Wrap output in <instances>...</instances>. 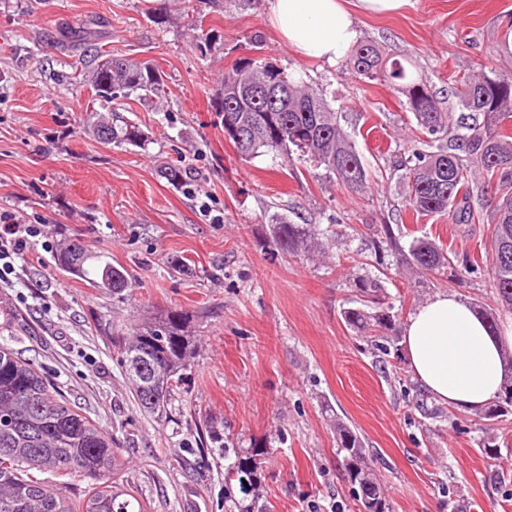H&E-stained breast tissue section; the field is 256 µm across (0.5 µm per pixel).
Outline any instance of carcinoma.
<instances>
[{
  "mask_svg": "<svg viewBox=\"0 0 512 512\" xmlns=\"http://www.w3.org/2000/svg\"><path fill=\"white\" fill-rule=\"evenodd\" d=\"M345 66L359 77L379 76L400 83L407 106L422 134L418 147L399 164L407 185L411 208L425 216L453 211L457 221L470 224L478 215L473 205L478 183H495L497 201L494 224L492 280L497 302L512 309V214H502L500 204L512 200V70H486L478 63L456 80L458 105L478 114L475 122L461 126L450 112H442L422 80L411 76L400 61L386 63L372 42L355 45ZM253 76L288 87V102L273 111L267 104L243 94L242 81ZM88 83L92 101L112 104L110 116L89 125V134L104 144L142 147L148 134L140 124L120 116L124 101L134 96L148 102L165 96L163 73L153 63L127 58L90 56L87 70L79 73ZM224 136L246 157L258 154L284 156L324 168L339 184L355 193L367 189V173L351 137L326 98L302 79L294 78L264 58L244 57L224 72L213 99ZM275 246L293 253L318 247L317 234L308 226L275 218ZM89 260L75 240L57 256L58 265L83 275ZM402 266L421 272L459 270L474 273L470 262L458 263L436 243L412 240ZM101 285L116 295L128 288L126 272L108 264L99 270ZM357 307L343 311L347 325L384 347V330L391 326L393 307L384 306L381 281L368 274L353 281ZM188 316L172 311L147 325L124 344L122 364L134 390L138 407L157 417L167 416L173 387L179 382L192 354L185 330ZM503 389L481 410L488 421L512 414V353L505 357ZM336 444L343 453L346 480L354 490L360 512H389L386 495L376 481L370 456L361 436L336 420ZM225 483L237 482L247 496L261 484L265 448H238ZM121 461L112 449V437L93 420L63 401L34 364L0 345V512H132L130 501L112 491V472ZM57 471L92 480L83 505L76 508L60 492L30 471Z\"/></svg>",
  "mask_w": 512,
  "mask_h": 512,
  "instance_id": "carcinoma-1",
  "label": "carcinoma"
}]
</instances>
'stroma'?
<instances>
[{
	"label": "stroma",
	"instance_id": "stroma-1",
	"mask_svg": "<svg viewBox=\"0 0 512 512\" xmlns=\"http://www.w3.org/2000/svg\"><path fill=\"white\" fill-rule=\"evenodd\" d=\"M266 11L267 0H0V213L44 227L0 286V309L22 317L0 328V344L111 435L122 462L115 486L138 512H238L224 483L238 448L269 452L259 512H357L336 446L340 419L360 431L389 512H512V415L489 422L432 399L422 414L401 345L408 316L440 291L512 320L493 295V194L480 192L484 218L473 224L416 214L397 168L416 121L398 86L300 58ZM188 13L220 51L197 48ZM357 24L361 39L410 60L440 107L469 121L451 78L512 35V0H412L401 14ZM61 26L91 31L101 54L163 71L162 105L128 103V119L150 137L145 147L88 134L91 90L71 79L80 57L59 40ZM256 34L260 56L338 112L371 176L364 194L321 168L239 157L225 138L210 100ZM178 162L193 178L174 186L159 167ZM275 213L321 232L322 250L275 249ZM384 224L393 239L383 245L382 285L397 318L383 353L342 312ZM416 237L468 258L476 273L396 272L398 250ZM72 238L98 264L124 268L130 287L118 296L60 270L56 257ZM171 311L188 314L195 352L158 419L138 408L120 352ZM488 437L501 446L500 465L482 451Z\"/></svg>",
	"mask_w": 512,
	"mask_h": 512
}]
</instances>
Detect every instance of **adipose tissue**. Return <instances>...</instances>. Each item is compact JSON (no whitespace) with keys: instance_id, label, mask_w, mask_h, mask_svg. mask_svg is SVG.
<instances>
[{"instance_id":"adipose-tissue-1","label":"adipose tissue","mask_w":512,"mask_h":512,"mask_svg":"<svg viewBox=\"0 0 512 512\" xmlns=\"http://www.w3.org/2000/svg\"><path fill=\"white\" fill-rule=\"evenodd\" d=\"M266 20L282 44L300 57L333 66L358 41L361 15L395 14L411 0H267ZM403 346L409 369L436 401L476 411L501 389L512 323L490 332L466 300L433 294L407 320Z\"/></svg>"}]
</instances>
